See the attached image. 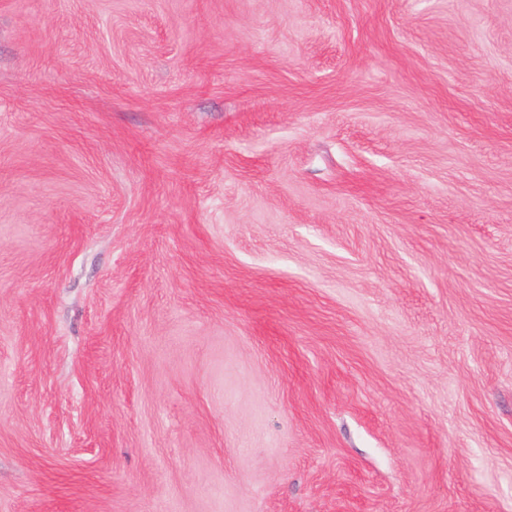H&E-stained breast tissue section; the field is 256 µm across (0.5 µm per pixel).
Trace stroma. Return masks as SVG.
<instances>
[{"label": "stroma", "mask_w": 512, "mask_h": 512, "mask_svg": "<svg viewBox=\"0 0 512 512\" xmlns=\"http://www.w3.org/2000/svg\"><path fill=\"white\" fill-rule=\"evenodd\" d=\"M0 512H512V0H0Z\"/></svg>", "instance_id": "obj_1"}]
</instances>
